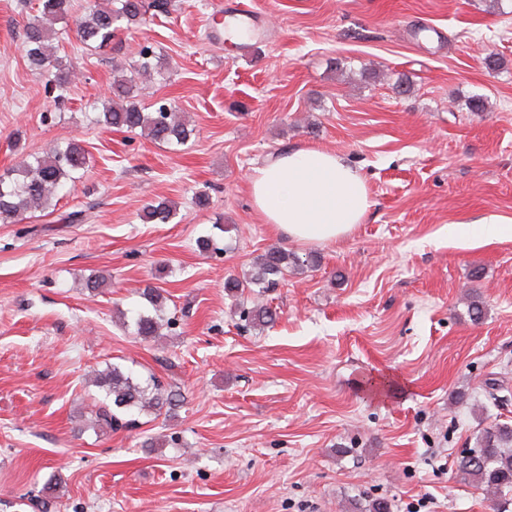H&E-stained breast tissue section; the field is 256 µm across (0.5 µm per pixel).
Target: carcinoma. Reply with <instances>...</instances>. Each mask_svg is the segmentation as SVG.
I'll return each instance as SVG.
<instances>
[{
    "label": "carcinoma",
    "mask_w": 512,
    "mask_h": 512,
    "mask_svg": "<svg viewBox=\"0 0 512 512\" xmlns=\"http://www.w3.org/2000/svg\"><path fill=\"white\" fill-rule=\"evenodd\" d=\"M167 0H108L84 7L76 18L80 45L87 51L104 48L112 43L118 30L146 22L148 13L167 11ZM73 0H38V12L45 19L57 21L71 15ZM56 32L36 20L25 32V56L30 69L54 72V100L62 101L69 90L70 70L52 51ZM162 62L154 46L140 47L130 75H121L112 83L111 98L102 103L95 122L117 130L133 132L140 129L158 142L185 144L192 130L177 115V106L161 99L145 107L138 100L137 79L160 72ZM87 150L77 140L55 144L48 152L31 154L12 169V174L0 175V222L13 224L26 212L44 211L65 189H76L88 168ZM176 215L175 204L159 198L148 203L141 219L146 223L167 224ZM304 265L298 255L279 249L268 251L259 263L258 271L248 281L230 278L224 288L237 294L251 284L265 288L276 286L290 267ZM243 317L256 326L275 322L276 312L265 305H256L243 312ZM163 327L158 315L140 313L135 320V334L143 339L158 335ZM96 386L103 391L98 400L96 418L115 429L122 417L138 412L171 411L180 401V394L168 389L154 375L141 381L112 364L96 376ZM458 470L470 476L488 494L504 496L512 492V425L501 424L483 431L474 447L464 451Z\"/></svg>",
    "instance_id": "cac0c4a2"
}]
</instances>
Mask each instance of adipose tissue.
<instances>
[{
  "label": "adipose tissue",
  "instance_id": "1",
  "mask_svg": "<svg viewBox=\"0 0 512 512\" xmlns=\"http://www.w3.org/2000/svg\"><path fill=\"white\" fill-rule=\"evenodd\" d=\"M249 192L263 223L312 245L345 237L369 206L363 176L334 151L304 147L253 168Z\"/></svg>",
  "mask_w": 512,
  "mask_h": 512
}]
</instances>
